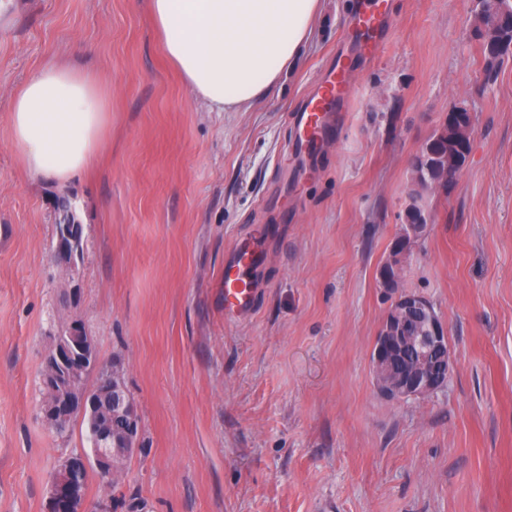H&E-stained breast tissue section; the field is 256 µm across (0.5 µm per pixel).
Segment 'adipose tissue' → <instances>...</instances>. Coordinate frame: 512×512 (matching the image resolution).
I'll return each instance as SVG.
<instances>
[{"label":"adipose tissue","instance_id":"adipose-tissue-1","mask_svg":"<svg viewBox=\"0 0 512 512\" xmlns=\"http://www.w3.org/2000/svg\"><path fill=\"white\" fill-rule=\"evenodd\" d=\"M164 52L212 112L249 109L293 69L324 0H145ZM109 96L95 77L47 61L10 100L7 137L23 171L63 185L101 150Z\"/></svg>","mask_w":512,"mask_h":512}]
</instances>
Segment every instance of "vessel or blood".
<instances>
[{
  "instance_id": "b4317fda",
  "label": "vessel or blood",
  "mask_w": 512,
  "mask_h": 512,
  "mask_svg": "<svg viewBox=\"0 0 512 512\" xmlns=\"http://www.w3.org/2000/svg\"><path fill=\"white\" fill-rule=\"evenodd\" d=\"M383 0H363L353 17L350 33L358 37L366 56H375L384 39ZM349 62L343 56L327 61L321 81L303 101L296 116L301 148L316 151L331 140L334 127L328 114L350 93ZM265 261V231L257 227L238 235L224 262V314L249 315L260 292L258 272Z\"/></svg>"
}]
</instances>
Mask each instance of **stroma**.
I'll use <instances>...</instances> for the list:
<instances>
[{
	"label": "stroma",
	"mask_w": 512,
	"mask_h": 512,
	"mask_svg": "<svg viewBox=\"0 0 512 512\" xmlns=\"http://www.w3.org/2000/svg\"><path fill=\"white\" fill-rule=\"evenodd\" d=\"M474 0H387V42L353 57L337 141L291 150L298 106L348 42L359 0H326L295 68L241 112L206 111L136 0H9L0 130L21 82L74 57L109 95L94 167L58 187L0 140V512H46L58 461L86 426L43 421L42 358L76 319L117 363L141 446L112 512H512V55L486 72ZM473 116L471 151L403 278L448 330L435 393L384 397L370 369L390 304L378 271L442 118ZM67 202L83 226L73 277L56 252ZM276 229L255 311L224 317V259Z\"/></svg>",
	"instance_id": "1"
}]
</instances>
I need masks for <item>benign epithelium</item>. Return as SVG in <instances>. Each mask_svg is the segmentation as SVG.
I'll use <instances>...</instances> for the list:
<instances>
[{
	"instance_id": "7a95c632",
	"label": "benign epithelium",
	"mask_w": 512,
	"mask_h": 512,
	"mask_svg": "<svg viewBox=\"0 0 512 512\" xmlns=\"http://www.w3.org/2000/svg\"><path fill=\"white\" fill-rule=\"evenodd\" d=\"M512 10L499 0H483L476 9V33L484 54L498 60L512 54ZM441 133L448 140L443 160L448 180L460 171L459 162L473 136L468 111L448 113ZM427 225L403 224L386 261L379 270L380 284L391 296V304L381 323L371 351V365L378 390L391 400L422 398L439 389L452 370L447 329L424 301L400 288L403 270L413 245L424 235ZM82 227L75 223L57 225L61 262L73 267L78 254L76 243ZM419 314L429 326V335L414 336L410 320ZM98 365V353L81 323L74 319L59 329L48 348L42 367L45 394L44 421L56 432L67 423L97 410L103 415L97 440L104 444L93 457L68 456L61 460L49 483L47 512H88L82 476L89 468L110 478L117 465L128 460L140 447V427L122 387L112 380V369L99 371L101 387L89 388L85 375Z\"/></svg>"
}]
</instances>
